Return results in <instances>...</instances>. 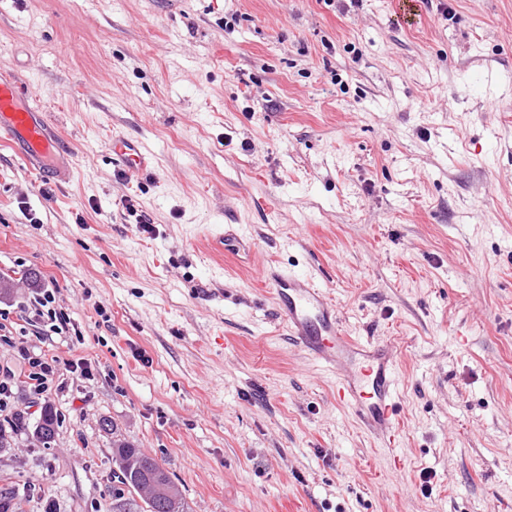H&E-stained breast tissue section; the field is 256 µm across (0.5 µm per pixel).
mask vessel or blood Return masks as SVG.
Segmentation results:
<instances>
[{"label":"vessel or blood","instance_id":"vessel-or-blood-1","mask_svg":"<svg viewBox=\"0 0 512 512\" xmlns=\"http://www.w3.org/2000/svg\"><path fill=\"white\" fill-rule=\"evenodd\" d=\"M33 97L21 84L0 78V135L31 164L67 156L47 114L32 106ZM109 152L113 162L137 176L154 165V155L142 140L124 134L113 136ZM251 286L259 292L272 291L293 339L335 374L337 401L347 405L381 445H392L399 386V363L392 347L348 336L335 304L313 276L263 266Z\"/></svg>","mask_w":512,"mask_h":512}]
</instances>
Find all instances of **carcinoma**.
I'll use <instances>...</instances> for the list:
<instances>
[{
  "mask_svg": "<svg viewBox=\"0 0 512 512\" xmlns=\"http://www.w3.org/2000/svg\"><path fill=\"white\" fill-rule=\"evenodd\" d=\"M58 419L52 409H44L37 432L43 443L48 444L53 438ZM112 512H127L125 495L130 493L144 494L145 512H186L184 499H178L173 504L167 499L155 495L152 489L147 487L148 473L165 471L162 465L154 458L144 454L133 444L120 439L112 443Z\"/></svg>",
  "mask_w": 512,
  "mask_h": 512,
  "instance_id": "obj_1",
  "label": "carcinoma"
}]
</instances>
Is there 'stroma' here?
Returning a JSON list of instances; mask_svg holds the SVG:
<instances>
[{
	"mask_svg": "<svg viewBox=\"0 0 512 512\" xmlns=\"http://www.w3.org/2000/svg\"><path fill=\"white\" fill-rule=\"evenodd\" d=\"M0 76L72 153L48 181L0 142V369L60 360L50 443L14 388L12 512H110L116 438L187 512H512V0H0ZM228 224L254 250L217 249ZM271 264L394 345L392 448L251 290ZM35 286L71 329L29 321ZM109 152L113 163H122L138 177L154 166L153 153L138 138L125 134L113 135Z\"/></svg>",
	"mask_w": 512,
	"mask_h": 512,
	"instance_id": "35a3bbf8",
	"label": "stroma"
}]
</instances>
